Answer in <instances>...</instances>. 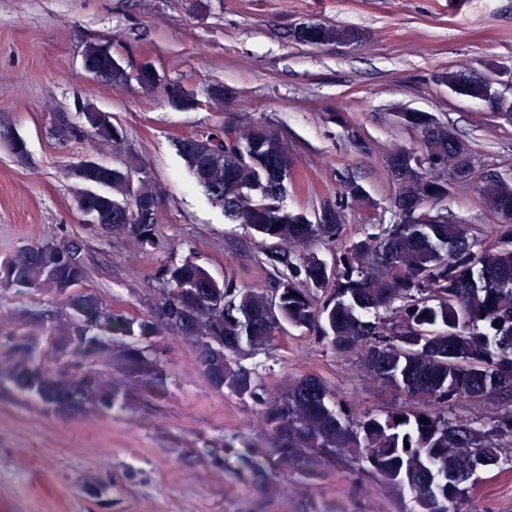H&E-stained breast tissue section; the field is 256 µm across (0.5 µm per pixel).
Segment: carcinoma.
<instances>
[{
    "label": "carcinoma",
    "mask_w": 512,
    "mask_h": 512,
    "mask_svg": "<svg viewBox=\"0 0 512 512\" xmlns=\"http://www.w3.org/2000/svg\"><path fill=\"white\" fill-rule=\"evenodd\" d=\"M297 38L322 46L349 42L352 32L313 23ZM83 67L97 78L122 77L108 46L88 45ZM138 81L146 92L157 88L148 65L140 68ZM439 81L512 122V99L488 82L462 70H446ZM164 95L175 108L188 102L178 84L167 85ZM57 118L54 131L64 141L87 137L119 144L124 139L105 112L87 107L80 121L66 112ZM396 119L418 130L423 144L386 158L396 184L395 220L353 241L331 267L308 247L343 235L345 202L369 206L370 200L349 180L316 221L288 211L283 205L288 148L278 133L253 123L183 138L178 151L227 222L246 224L271 242L264 256L275 276L267 289L240 288L231 279L220 283L187 258L158 277V319L139 322L83 290V264L52 242L18 250L0 265V285L19 282L66 297L72 313L55 325V341L63 345L86 333L93 352L105 362L117 360L142 384H161L162 366L138 338L178 331L195 345L213 387L263 401L278 462L307 456L344 464L354 476H374L392 495L409 499L407 512H453L471 493L477 473L512 462V183L497 175L479 183L482 201L497 221L491 244L466 224L408 218L413 204L434 209L448 195V178L468 183L474 154L429 112H398ZM77 177L84 185L78 206L94 223L143 250L155 246L157 199L146 178L95 160L83 161ZM284 241L296 248L278 247ZM286 324L308 329L338 355L360 354L366 370L392 393V404L377 413H357L316 376L298 379L271 401L262 399L255 373L236 355L246 347L265 348ZM214 342L224 344V356H212ZM34 343L28 334L14 338L11 358L0 361V385L65 413L98 409L107 398L114 406L124 400L112 380L92 369L36 364L29 351ZM465 400L508 410L484 424L449 417L448 411ZM421 417L427 422H419Z\"/></svg>",
    "instance_id": "obj_1"
}]
</instances>
